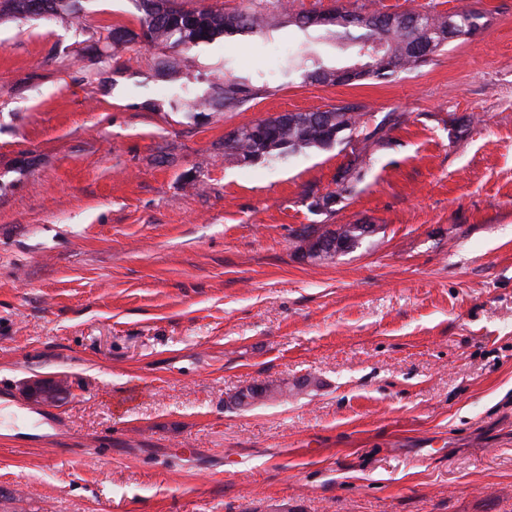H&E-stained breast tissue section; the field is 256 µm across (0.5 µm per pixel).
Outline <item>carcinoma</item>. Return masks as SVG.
I'll use <instances>...</instances> for the list:
<instances>
[{"instance_id": "carcinoma-1", "label": "carcinoma", "mask_w": 512, "mask_h": 512, "mask_svg": "<svg viewBox=\"0 0 512 512\" xmlns=\"http://www.w3.org/2000/svg\"><path fill=\"white\" fill-rule=\"evenodd\" d=\"M26 0H0V18L11 17L25 20ZM50 14L67 20L79 19L74 3L49 0ZM142 16L139 18L140 33L144 41L169 49H180L185 54L192 48L210 43L222 36L263 35L284 24H290L303 31L314 29L341 44L362 51L366 46H381L376 56L365 62L332 69L318 58L304 71V78L323 84L340 83V75L350 69H357L358 79L385 77L396 72L418 69L428 59L411 51V46L425 42L432 46L431 55H436L448 43V25H453L456 35H467L477 28L479 16L462 9L451 16L418 14L416 22L407 16L387 14L380 10L367 11L360 7L358 14L363 19L358 23L347 22L346 16L352 11L337 9L336 19L323 23H309L310 13L295 14L288 0H243L231 11L219 7H202L184 10L173 0H137ZM261 90L230 77H224V84L217 87V94L224 100V107L231 108L259 95ZM331 125L343 129L346 137L360 136L366 127L365 113L348 104L334 105L325 109ZM317 112H299L295 115H275L259 119L240 127L239 136L224 139V158L237 164H253L260 160L270 161L285 158L302 149H326L331 147L320 123L313 120ZM331 235L336 240V254L354 250L362 245L367 235L357 224H337L335 229L328 226L313 228L305 226L299 231L303 240Z\"/></svg>"}]
</instances>
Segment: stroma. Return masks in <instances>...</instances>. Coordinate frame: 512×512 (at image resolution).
I'll return each instance as SVG.
<instances>
[{"mask_svg": "<svg viewBox=\"0 0 512 512\" xmlns=\"http://www.w3.org/2000/svg\"><path fill=\"white\" fill-rule=\"evenodd\" d=\"M290 3L479 26L336 85L285 68L292 25L172 69L107 39L139 31L136 0L0 19V512H512V0ZM228 77L261 97L214 102ZM344 102L400 122L224 158L236 127ZM309 224L377 231L321 263ZM37 378L64 379L57 402L25 395ZM271 381L288 396L238 405Z\"/></svg>", "mask_w": 512, "mask_h": 512, "instance_id": "35a3bbf8", "label": "stroma"}]
</instances>
